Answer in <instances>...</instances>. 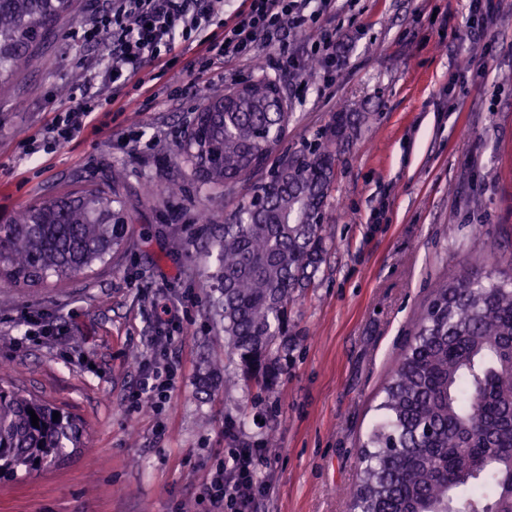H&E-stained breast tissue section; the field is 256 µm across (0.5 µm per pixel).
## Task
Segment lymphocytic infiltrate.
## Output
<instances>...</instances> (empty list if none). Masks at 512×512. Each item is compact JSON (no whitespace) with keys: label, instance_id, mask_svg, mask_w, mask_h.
<instances>
[{"label":"lymphocytic infiltrate","instance_id":"f902f5d3","mask_svg":"<svg viewBox=\"0 0 512 512\" xmlns=\"http://www.w3.org/2000/svg\"><path fill=\"white\" fill-rule=\"evenodd\" d=\"M243 2L222 35L215 36L209 29L223 17L224 0H93L81 38L96 46L98 57L41 138L23 141L24 153L53 149L77 137L90 124L104 89H122L147 64L180 47L193 49L190 69L200 75L220 61L257 58L260 45L266 44L277 51L278 71L297 75L312 59L323 86L335 83L343 65L336 52V0ZM293 33L304 35L305 52L289 42ZM256 461V449H231L229 463L216 470L205 488L215 512H252L262 490L255 479Z\"/></svg>","mask_w":512,"mask_h":512}]
</instances>
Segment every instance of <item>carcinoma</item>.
Masks as SVG:
<instances>
[{"label":"carcinoma","instance_id":"carcinoma-1","mask_svg":"<svg viewBox=\"0 0 512 512\" xmlns=\"http://www.w3.org/2000/svg\"><path fill=\"white\" fill-rule=\"evenodd\" d=\"M76 0H0V89L16 87ZM229 91L203 96L176 156L201 182L231 192L268 171L222 233L209 237L207 272L224 321L235 378L256 398L268 393L288 351L294 293L311 285L327 239L324 210L337 154L358 113L338 112L321 142L292 158L276 154L290 113L280 85L224 106ZM123 173L25 205L0 221V281L35 287L66 282L129 247L132 223ZM35 411L39 426L31 424ZM59 412L53 420V412ZM379 419L361 451L353 512H512V263L473 264L438 280L411 341L384 387ZM68 412L0 384V481L31 476L77 447Z\"/></svg>","mask_w":512,"mask_h":512}]
</instances>
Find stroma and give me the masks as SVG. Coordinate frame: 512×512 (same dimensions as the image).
Segmentation results:
<instances>
[{
  "mask_svg": "<svg viewBox=\"0 0 512 512\" xmlns=\"http://www.w3.org/2000/svg\"><path fill=\"white\" fill-rule=\"evenodd\" d=\"M89 0L44 44L40 67L0 98V214L122 170L133 222L128 252L64 286L0 284V364L7 384L75 416L79 448L41 473L0 482V512H208L204 488L229 449L260 451L265 483L252 512H349L359 445L430 296L431 283L475 258L512 261V0L469 26V0H337L344 66L279 74L291 114L281 151L299 154L343 106L361 121L340 149L328 200L327 249L313 284L288 309L290 350L275 389L255 400L211 386L228 359L208 312L202 214L223 224L252 181L232 192L197 183L175 157L201 94L256 77L229 60L176 97L175 69L149 64L94 114L95 129L24 155L97 51L77 30ZM485 61L477 69L471 57ZM142 130L137 146L118 136ZM168 304L180 331L159 324ZM52 315L60 335L31 340L23 315ZM167 354L177 373L162 412L136 404L142 366Z\"/></svg>",
  "mask_w": 512,
  "mask_h": 512,
  "instance_id": "1",
  "label": "stroma"
}]
</instances>
